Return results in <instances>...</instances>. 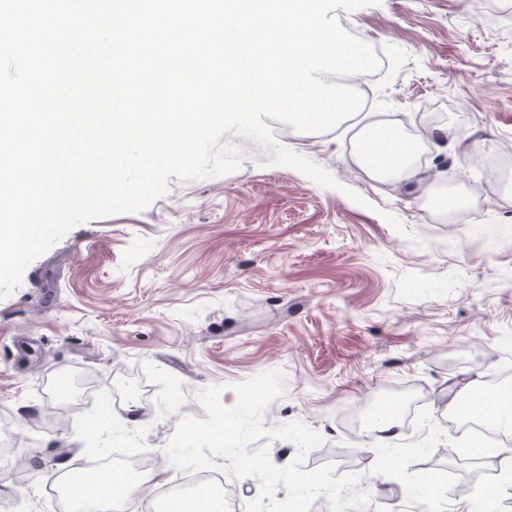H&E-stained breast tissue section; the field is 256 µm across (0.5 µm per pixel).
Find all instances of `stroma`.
<instances>
[{
    "label": "stroma",
    "instance_id": "stroma-1",
    "mask_svg": "<svg viewBox=\"0 0 512 512\" xmlns=\"http://www.w3.org/2000/svg\"><path fill=\"white\" fill-rule=\"evenodd\" d=\"M341 26L379 46L387 67L372 112L324 133L275 121L277 140L328 170L322 187L271 164L256 142L226 133L242 165L179 182L140 212L73 228L0 299V512H64L67 464L133 449L150 460L125 512H163L196 473L164 448L196 398L279 370L285 394L265 427L299 421L323 438L303 470L333 465L370 496L361 512H467L491 501L503 460L459 454L471 392L512 384V0H380ZM421 125L428 159L408 181L373 180L357 154L359 126ZM488 208L449 222L431 185ZM364 204L351 200V193ZM394 214L414 245L382 217ZM412 392L391 451L354 428L359 405ZM143 402L137 421L125 412ZM223 512L258 497L252 476L211 482Z\"/></svg>",
    "mask_w": 512,
    "mask_h": 512
}]
</instances>
